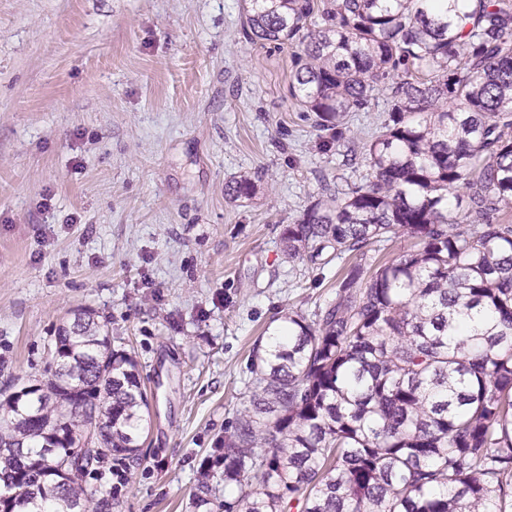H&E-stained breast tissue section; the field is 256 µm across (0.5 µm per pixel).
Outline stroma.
<instances>
[{"label": "stroma", "instance_id": "stroma-1", "mask_svg": "<svg viewBox=\"0 0 512 512\" xmlns=\"http://www.w3.org/2000/svg\"><path fill=\"white\" fill-rule=\"evenodd\" d=\"M292 51L243 34L242 0H0V387L40 379L83 309L138 364L136 460L86 474L112 512L233 500L214 458L254 393L249 357L336 296L351 257L289 262L281 234L356 181L384 99L337 145L289 92ZM265 170L257 197L225 193Z\"/></svg>", "mask_w": 512, "mask_h": 512}]
</instances>
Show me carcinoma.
<instances>
[{
  "instance_id": "carcinoma-1",
  "label": "carcinoma",
  "mask_w": 512,
  "mask_h": 512,
  "mask_svg": "<svg viewBox=\"0 0 512 512\" xmlns=\"http://www.w3.org/2000/svg\"><path fill=\"white\" fill-rule=\"evenodd\" d=\"M457 3L245 0L249 39L295 49L292 96L318 127L341 133L377 92L387 117L363 179L283 229L291 261L359 262L315 319L290 312L254 344L253 398L224 437L240 494L220 512H512V0ZM401 232L414 249L368 262ZM53 349L43 387L0 392L4 512H103L55 463L89 443L99 464L139 455L148 396L89 315ZM210 492L205 473L195 506Z\"/></svg>"
}]
</instances>
